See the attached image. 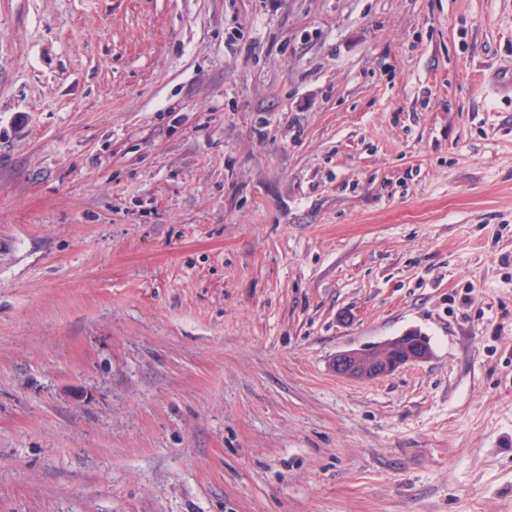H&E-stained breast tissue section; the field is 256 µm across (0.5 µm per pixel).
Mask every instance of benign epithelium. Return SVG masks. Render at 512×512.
Wrapping results in <instances>:
<instances>
[{
	"label": "benign epithelium",
	"mask_w": 512,
	"mask_h": 512,
	"mask_svg": "<svg viewBox=\"0 0 512 512\" xmlns=\"http://www.w3.org/2000/svg\"><path fill=\"white\" fill-rule=\"evenodd\" d=\"M431 348L423 337L406 332L369 348L352 349L336 355L333 369L343 378L374 380L387 376L400 367L424 362Z\"/></svg>",
	"instance_id": "benign-epithelium-1"
}]
</instances>
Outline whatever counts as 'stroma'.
<instances>
[{"label":"stroma","mask_w":512,"mask_h":512,"mask_svg":"<svg viewBox=\"0 0 512 512\" xmlns=\"http://www.w3.org/2000/svg\"><path fill=\"white\" fill-rule=\"evenodd\" d=\"M511 80L512 0H0V512H512ZM430 356L431 348L423 336L406 332L369 348L340 352L332 366L340 377L374 380L387 376L404 365L424 362Z\"/></svg>","instance_id":"1"}]
</instances>
